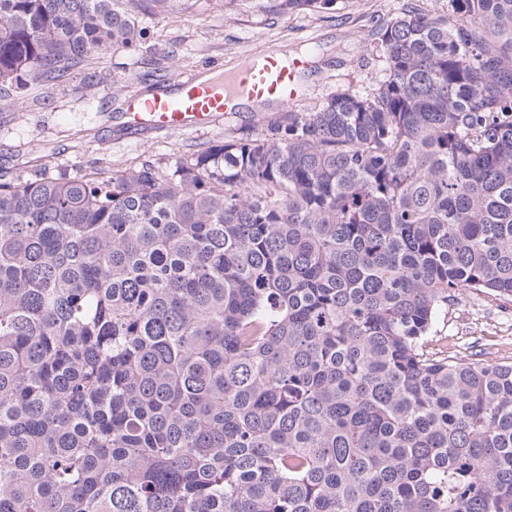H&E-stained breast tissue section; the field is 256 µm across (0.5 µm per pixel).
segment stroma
<instances>
[{
  "label": "stroma",
  "instance_id": "stroma-1",
  "mask_svg": "<svg viewBox=\"0 0 512 512\" xmlns=\"http://www.w3.org/2000/svg\"><path fill=\"white\" fill-rule=\"evenodd\" d=\"M450 16L448 0H338L331 12H278L273 0H184L181 9L145 19L139 51H106L94 65L101 82L87 87L83 71L52 87L30 85L23 100L0 98V174L74 179L109 176L148 160L166 170L178 160L243 134L257 135L283 109L271 105L191 129L133 131L122 122L127 101L149 95L166 78L192 71L221 73L247 54L318 48L301 78L299 112L316 110L329 94L361 92L383 74L379 27L410 6ZM449 354L483 353L512 362V303L467 296L439 323Z\"/></svg>",
  "mask_w": 512,
  "mask_h": 512
}]
</instances>
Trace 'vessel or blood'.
I'll use <instances>...</instances> for the list:
<instances>
[{
    "label": "vessel or blood",
    "mask_w": 512,
    "mask_h": 512,
    "mask_svg": "<svg viewBox=\"0 0 512 512\" xmlns=\"http://www.w3.org/2000/svg\"><path fill=\"white\" fill-rule=\"evenodd\" d=\"M308 65L307 57L286 60L272 49L243 57L221 81L192 73L171 77L154 96L129 99L123 119L133 129L168 131L214 122L238 111L242 100L291 106L300 99L299 75Z\"/></svg>",
    "instance_id": "1"
}]
</instances>
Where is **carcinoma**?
Returning a JSON list of instances; mask_svg holds the SVG:
<instances>
[{"label": "carcinoma", "mask_w": 512, "mask_h": 512, "mask_svg": "<svg viewBox=\"0 0 512 512\" xmlns=\"http://www.w3.org/2000/svg\"><path fill=\"white\" fill-rule=\"evenodd\" d=\"M174 2L0 0V95ZM448 2L260 135L0 176V512H512V363L432 347L512 302V0Z\"/></svg>", "instance_id": "cac0c4a2"}]
</instances>
